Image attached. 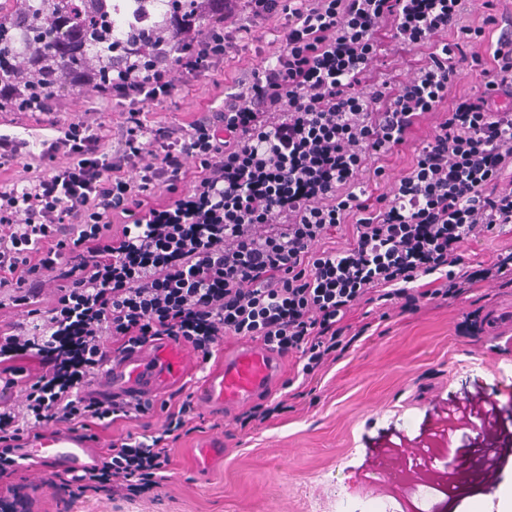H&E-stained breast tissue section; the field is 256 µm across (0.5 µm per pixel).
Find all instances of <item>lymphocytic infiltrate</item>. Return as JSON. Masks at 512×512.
Here are the masks:
<instances>
[{"label": "lymphocytic infiltrate", "mask_w": 512, "mask_h": 512, "mask_svg": "<svg viewBox=\"0 0 512 512\" xmlns=\"http://www.w3.org/2000/svg\"><path fill=\"white\" fill-rule=\"evenodd\" d=\"M167 57L135 77L112 73V103L126 121L113 134L100 106L40 140L0 133V170L24 164L23 184L0 183V308L56 302L42 335L0 327V365L19 381L26 410L0 402V512H36L17 475V451L43 432L106 429L161 406L162 432H126L94 467L71 475L56 499L70 512L86 494H142L170 478L171 453L198 431L192 394L100 399L88 389L105 368L162 338L180 340L209 363L225 338L297 353L303 383L349 349L344 319L360 300L415 306V283L440 275L443 295L472 284L454 272L477 226L512 223V0L477 25L498 36L470 68L472 91L445 43L424 78L386 105L364 95L359 73L373 33L392 22L401 43L429 47L455 27L462 0H189ZM261 27L279 15L283 44L245 91L225 95V59L237 49L228 19ZM219 102L185 124L148 115L191 82ZM448 117L392 198L366 215L353 187L366 153L406 145L415 118L441 105ZM140 173L138 184L125 178ZM353 223L341 249L322 247ZM31 357L35 371L16 367Z\"/></svg>", "instance_id": "f902f5d3"}]
</instances>
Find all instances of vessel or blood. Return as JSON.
<instances>
[{"mask_svg": "<svg viewBox=\"0 0 512 512\" xmlns=\"http://www.w3.org/2000/svg\"><path fill=\"white\" fill-rule=\"evenodd\" d=\"M197 369L182 342L172 338L146 345L138 354L112 368V387L124 393L162 397L181 386ZM279 371L277 358L251 342L225 353L222 363L206 373L201 393L214 408L246 404L271 387ZM24 460L35 464L44 477L79 472L92 466L95 452L78 433L43 437L22 449Z\"/></svg>", "mask_w": 512, "mask_h": 512, "instance_id": "vessel-or-blood-1", "label": "vessel or blood"}]
</instances>
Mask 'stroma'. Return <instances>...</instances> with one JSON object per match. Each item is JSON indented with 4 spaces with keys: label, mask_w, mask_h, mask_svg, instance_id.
I'll use <instances>...</instances> for the list:
<instances>
[{
    "label": "stroma",
    "mask_w": 512,
    "mask_h": 512,
    "mask_svg": "<svg viewBox=\"0 0 512 512\" xmlns=\"http://www.w3.org/2000/svg\"><path fill=\"white\" fill-rule=\"evenodd\" d=\"M492 12V0H464L461 26L447 38L462 43L467 59L487 56L489 40L465 38L462 26ZM280 23L277 17L266 21L259 43L244 35L242 49L225 59L226 92H238L239 80L274 61ZM426 63L424 54L379 30L362 85L392 95ZM412 162V156L391 153L379 166H367L356 185L367 205L377 207ZM510 251L512 224H499L463 243L460 265L487 267ZM417 288L423 297L411 311L391 301H358L346 322L359 339L310 386L283 389L298 356L281 357V376L271 390L287 391L288 410L258 428L241 430L238 410L196 401L211 429L177 443L160 501L98 495L78 501L72 512H403L406 498L421 512H472L480 500L488 512H499L496 494L512 491V462L492 492L479 458L456 475L454 454L445 451L435 471L417 473L411 454L390 455L386 448L393 432L412 438L433 428L435 409L465 393L512 391V287L489 277L449 299L436 296L431 278ZM205 447L214 455L201 457Z\"/></svg>",
    "instance_id": "obj_1"
}]
</instances>
